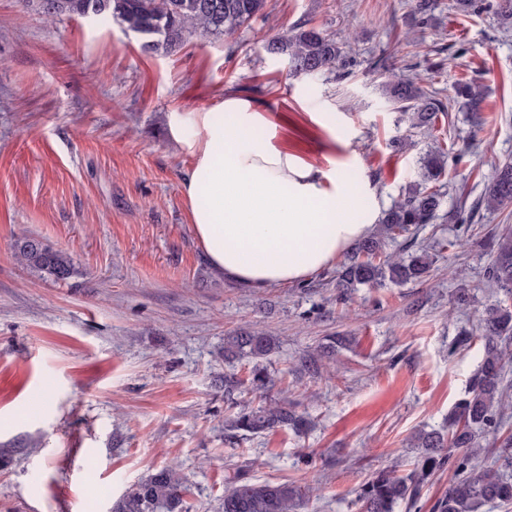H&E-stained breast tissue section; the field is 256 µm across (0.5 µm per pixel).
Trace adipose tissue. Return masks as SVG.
Here are the masks:
<instances>
[{"label": "adipose tissue", "instance_id": "1", "mask_svg": "<svg viewBox=\"0 0 512 512\" xmlns=\"http://www.w3.org/2000/svg\"><path fill=\"white\" fill-rule=\"evenodd\" d=\"M224 111L222 123L206 112L192 118L194 162L183 181L193 236L217 273L255 290L299 283L373 234L380 210L364 206L342 170L256 138L263 118L247 102L225 99Z\"/></svg>", "mask_w": 512, "mask_h": 512}]
</instances>
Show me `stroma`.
Instances as JSON below:
<instances>
[{"label":"stroma","instance_id":"obj_1","mask_svg":"<svg viewBox=\"0 0 512 512\" xmlns=\"http://www.w3.org/2000/svg\"><path fill=\"white\" fill-rule=\"evenodd\" d=\"M449 4L434 0L423 17L415 0H267L235 39L196 36L164 54L112 20L50 24L0 0V512H112L171 463L188 512H222L237 466L312 487L299 512H358L373 473L414 461L411 437L441 428L463 396L476 328L498 299L482 236L512 225V204L456 209L512 157V25L497 0H476L467 16ZM301 23L341 43L330 78L291 74L265 52ZM403 75L443 98L461 80L482 86L479 120L453 106L436 138L414 133L382 89ZM232 96L289 153L344 164L384 209L419 182L433 142L448 147L441 211L417 237L442 244L430 277L341 296L332 267L264 291L214 273L182 193L193 157L169 119L222 120ZM396 138L410 148L395 151ZM22 235L69 254L75 274L55 282L20 265L11 245ZM253 326L277 339L267 396L308 416L306 435L244 439L225 427L224 382L248 383L253 363L225 359L224 338ZM329 336L343 339L334 360L307 368Z\"/></svg>","mask_w":512,"mask_h":512}]
</instances>
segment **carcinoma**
<instances>
[{"label":"carcinoma","instance_id":"carcinoma-1","mask_svg":"<svg viewBox=\"0 0 512 512\" xmlns=\"http://www.w3.org/2000/svg\"><path fill=\"white\" fill-rule=\"evenodd\" d=\"M46 19L87 17L119 22L143 35L149 52L170 53L193 36L217 40L231 38L262 14L266 0H23ZM265 50L288 61L295 74L326 77L336 73L342 48L335 38L314 27L283 31L267 41ZM389 102L400 112L409 128L425 134L435 129L448 106L436 93L421 89L414 78L402 77L386 84ZM484 102L482 88L459 82L453 103L479 117ZM448 153L443 148L429 151L423 161L424 184L393 201L384 212L380 233L363 240L355 253L336 270V288L341 294L358 286H375L385 281L405 284L429 276L433 257L428 247L403 258L386 252V245L400 237L414 240L420 227L431 223L441 206L447 172ZM512 202V160L500 161L484 178L477 206L497 209ZM492 263L487 285L494 293L512 298V228L505 227L488 236ZM16 260L59 282L75 271L72 259L39 239L23 236L15 240ZM482 355L465 395L454 406L448 426L421 431L411 439V447L421 449L411 468L397 464L380 470L365 482L357 494L359 512H397L414 507L424 486L444 470L451 450L461 451L457 459L458 477L434 505V512H480L485 505H512V457L503 456L501 466L467 468L483 451L481 441L497 436L512 411V397L502 385L505 368L512 363V308L499 302L485 308L479 325ZM274 336L265 329L241 331L224 339V356L255 361L250 391L261 393L270 380L260 361L275 349ZM242 438L287 428L297 433L309 427L307 418L288 399L264 402L257 408H242L225 420ZM183 479L175 466H167L134 485L118 502L114 512H182ZM310 488L254 480L239 468L224 479L223 512H297L309 496Z\"/></svg>","mask_w":512,"mask_h":512}]
</instances>
